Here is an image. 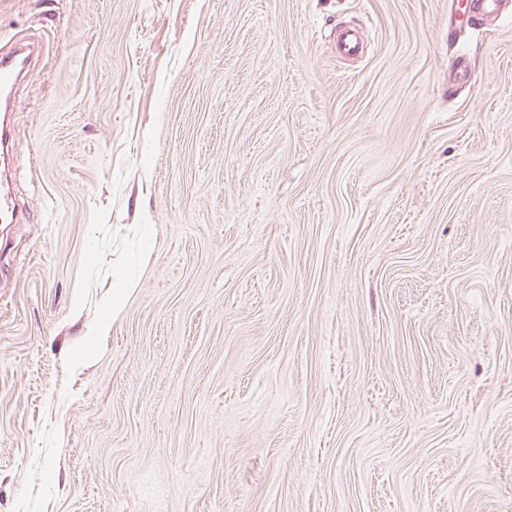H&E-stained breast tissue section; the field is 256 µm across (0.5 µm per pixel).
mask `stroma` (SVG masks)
<instances>
[{"label": "stroma", "instance_id": "1", "mask_svg": "<svg viewBox=\"0 0 512 512\" xmlns=\"http://www.w3.org/2000/svg\"><path fill=\"white\" fill-rule=\"evenodd\" d=\"M19 39L0 512H512V0H0Z\"/></svg>", "mask_w": 512, "mask_h": 512}]
</instances>
